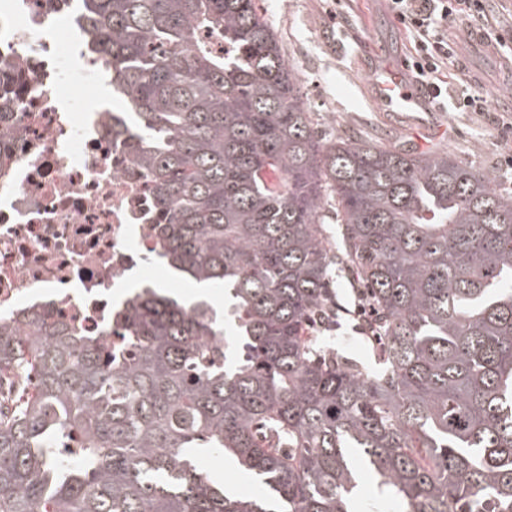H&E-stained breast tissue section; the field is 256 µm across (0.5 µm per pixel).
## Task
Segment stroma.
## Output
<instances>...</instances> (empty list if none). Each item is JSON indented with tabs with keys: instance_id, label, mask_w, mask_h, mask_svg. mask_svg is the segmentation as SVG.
<instances>
[{
	"instance_id": "stroma-1",
	"label": "stroma",
	"mask_w": 512,
	"mask_h": 512,
	"mask_svg": "<svg viewBox=\"0 0 512 512\" xmlns=\"http://www.w3.org/2000/svg\"><path fill=\"white\" fill-rule=\"evenodd\" d=\"M261 7L301 74L304 102L324 138L352 135L401 149L445 150L492 172L501 193L512 192V136L504 133L512 125V99L504 100L499 92L500 77L512 59L468 46L461 56L462 76L483 88L486 111L434 112L420 124L386 111L378 100V82L386 69L400 70L406 80L411 77L403 68L411 48L387 0H262ZM329 290L338 307V328L324 332V346L370 366L372 343L355 328L354 283L342 273L333 276ZM195 464L243 495L265 491L223 453L200 452Z\"/></svg>"
}]
</instances>
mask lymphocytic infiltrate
I'll return each mask as SVG.
<instances>
[{"instance_id": "1", "label": "lymphocytic infiltrate", "mask_w": 512, "mask_h": 512, "mask_svg": "<svg viewBox=\"0 0 512 512\" xmlns=\"http://www.w3.org/2000/svg\"><path fill=\"white\" fill-rule=\"evenodd\" d=\"M402 25L413 52L405 62L413 78L426 86L440 108L454 106L459 112H480L484 97L473 86H462L450 95L448 78L459 62V37L452 30L464 23L484 30L492 50L507 47L498 25L489 21L486 0H388Z\"/></svg>"}]
</instances>
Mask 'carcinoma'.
Here are the masks:
<instances>
[{
  "label": "carcinoma",
  "instance_id": "carcinoma-1",
  "mask_svg": "<svg viewBox=\"0 0 512 512\" xmlns=\"http://www.w3.org/2000/svg\"><path fill=\"white\" fill-rule=\"evenodd\" d=\"M75 4L128 102L158 256L226 306L144 288L120 355L0 319V375L33 379L0 417V512H356L352 449L404 512H512V196L445 151L321 138L259 0ZM334 263L378 313L374 374L308 336ZM200 449L269 495L199 472Z\"/></svg>",
  "mask_w": 512,
  "mask_h": 512
}]
</instances>
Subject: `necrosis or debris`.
Instances as JSON below:
<instances>
[{
	"label": "necrosis or debris",
	"instance_id": "obj_1",
	"mask_svg": "<svg viewBox=\"0 0 512 512\" xmlns=\"http://www.w3.org/2000/svg\"><path fill=\"white\" fill-rule=\"evenodd\" d=\"M90 47L72 0H0V75L20 104L0 153V316L45 311L116 345L130 288L152 283L156 219L114 133L123 113L66 77L91 72Z\"/></svg>",
	"mask_w": 512,
	"mask_h": 512
}]
</instances>
